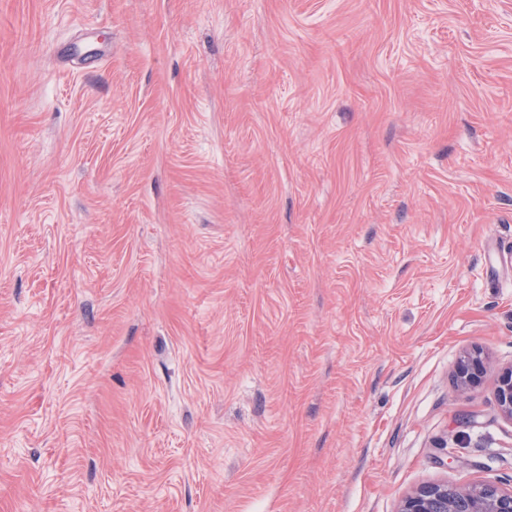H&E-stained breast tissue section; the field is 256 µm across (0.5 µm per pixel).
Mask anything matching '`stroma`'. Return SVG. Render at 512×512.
<instances>
[{
    "label": "stroma",
    "mask_w": 512,
    "mask_h": 512,
    "mask_svg": "<svg viewBox=\"0 0 512 512\" xmlns=\"http://www.w3.org/2000/svg\"><path fill=\"white\" fill-rule=\"evenodd\" d=\"M510 364L512 0H0V512L510 489ZM488 365L484 356L478 350L461 356L456 367V381L463 389H471L478 386L487 372ZM496 400L500 411L512 419V364L498 373Z\"/></svg>",
    "instance_id": "obj_1"
}]
</instances>
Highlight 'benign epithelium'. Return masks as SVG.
Masks as SVG:
<instances>
[{
	"instance_id": "benign-epithelium-1",
	"label": "benign epithelium",
	"mask_w": 512,
	"mask_h": 512,
	"mask_svg": "<svg viewBox=\"0 0 512 512\" xmlns=\"http://www.w3.org/2000/svg\"><path fill=\"white\" fill-rule=\"evenodd\" d=\"M487 369L480 351L464 354L456 367L458 386L463 390L478 386ZM496 400L500 411L512 418V365L498 373ZM398 512H512V489L494 483L467 488L424 484L405 497Z\"/></svg>"
}]
</instances>
